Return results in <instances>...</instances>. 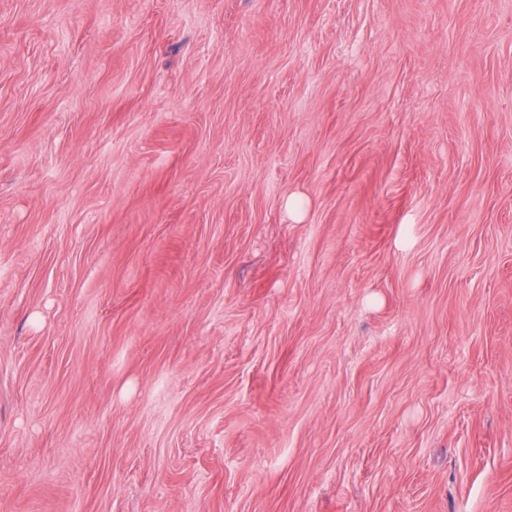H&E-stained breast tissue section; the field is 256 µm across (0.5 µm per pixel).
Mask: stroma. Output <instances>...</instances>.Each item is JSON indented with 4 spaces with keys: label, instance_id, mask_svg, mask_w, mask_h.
I'll return each mask as SVG.
<instances>
[{
    "label": "stroma",
    "instance_id": "stroma-1",
    "mask_svg": "<svg viewBox=\"0 0 512 512\" xmlns=\"http://www.w3.org/2000/svg\"><path fill=\"white\" fill-rule=\"evenodd\" d=\"M0 512H512V0H0Z\"/></svg>",
    "mask_w": 512,
    "mask_h": 512
}]
</instances>
